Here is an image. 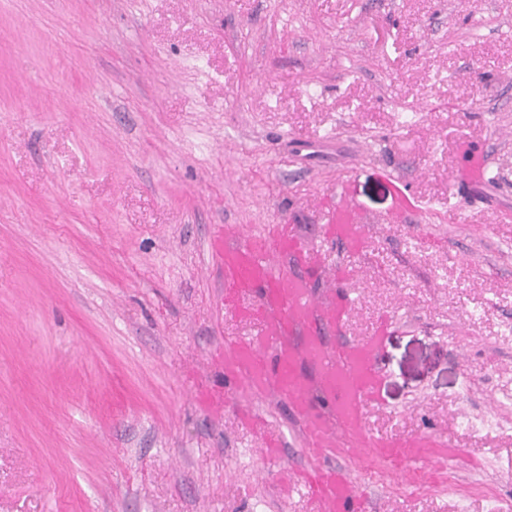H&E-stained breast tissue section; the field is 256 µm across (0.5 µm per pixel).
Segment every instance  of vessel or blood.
I'll list each match as a JSON object with an SVG mask.
<instances>
[{
	"label": "vessel or blood",
	"mask_w": 512,
	"mask_h": 512,
	"mask_svg": "<svg viewBox=\"0 0 512 512\" xmlns=\"http://www.w3.org/2000/svg\"><path fill=\"white\" fill-rule=\"evenodd\" d=\"M326 238L360 253L359 211L349 201L339 200L329 211ZM209 250L224 280L225 309L256 322L258 331L225 341L216 354L224 371V394H209L205 400L220 408L224 395L239 392L288 401L300 425L306 465H289L279 439H268L261 450L265 459L278 463V484L285 494L307 491L320 512H366L364 493L342 460L446 457L447 445L436 437L385 441L364 428V409L375 401L373 358L381 338L326 344V335L344 329L353 311L350 282L337 274L328 294L316 296L319 259L300 242L294 225L272 224L252 234L241 225L222 224L211 235ZM315 390L325 410L313 406Z\"/></svg>",
	"instance_id": "b4317fda"
}]
</instances>
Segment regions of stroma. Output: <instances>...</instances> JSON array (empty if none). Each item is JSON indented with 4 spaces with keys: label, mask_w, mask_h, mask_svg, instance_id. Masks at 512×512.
I'll use <instances>...</instances> for the list:
<instances>
[{
    "label": "stroma",
    "mask_w": 512,
    "mask_h": 512,
    "mask_svg": "<svg viewBox=\"0 0 512 512\" xmlns=\"http://www.w3.org/2000/svg\"><path fill=\"white\" fill-rule=\"evenodd\" d=\"M487 176L463 180L473 153ZM353 203L367 247L324 239ZM218 224L295 225L339 343L391 325L368 512H512V11L500 0H0V512H318L211 359L254 333ZM306 458L287 402L240 395Z\"/></svg>",
    "instance_id": "stroma-1"
}]
</instances>
